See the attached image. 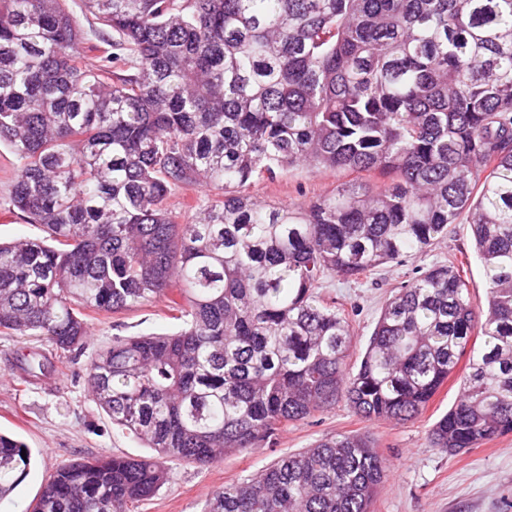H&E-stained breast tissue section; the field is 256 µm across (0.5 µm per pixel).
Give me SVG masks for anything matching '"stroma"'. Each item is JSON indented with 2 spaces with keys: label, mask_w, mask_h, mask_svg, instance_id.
Listing matches in <instances>:
<instances>
[{
  "label": "stroma",
  "mask_w": 512,
  "mask_h": 512,
  "mask_svg": "<svg viewBox=\"0 0 512 512\" xmlns=\"http://www.w3.org/2000/svg\"><path fill=\"white\" fill-rule=\"evenodd\" d=\"M15 177L14 157L0 146V239L42 237V229L25 223L10 211V190ZM348 172L314 173L294 169L275 180H260L249 188L259 201L301 207L336 185L353 181ZM458 259L464 263L469 297L474 307L484 306L486 279L476 255L471 227L452 224L447 236L430 250L411 257L402 267L384 266L359 280H327L324 291L350 315L353 341L348 364L357 370L381 310L406 271L426 269ZM93 326L84 356L62 374L24 386L16 381L10 364L22 349L48 351L42 340L0 334V429L16 434L32 450L34 463L11 499L0 502V512H27L45 480L58 465L77 457L107 453L146 455L142 443L113 432L106 414L92 401L79 367L88 355L110 344L113 334L131 336L174 330L164 303L135 307L119 314H90ZM461 372H454L416 418L395 423L367 421L345 402L302 421L289 423L274 438L257 448L226 455L218 463L197 466L171 463V480L157 494L139 504L136 512H202L206 501L224 485L257 475L278 457L314 446L319 440L349 433H369L390 464L372 512H512V434L498 437L456 455L432 447L430 433L437 420L455 402Z\"/></svg>",
  "instance_id": "obj_1"
}]
</instances>
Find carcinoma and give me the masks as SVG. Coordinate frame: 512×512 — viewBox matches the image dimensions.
<instances>
[{"mask_svg":"<svg viewBox=\"0 0 512 512\" xmlns=\"http://www.w3.org/2000/svg\"><path fill=\"white\" fill-rule=\"evenodd\" d=\"M84 2L112 33L95 66L64 0H0L10 204L46 233L0 241V333L73 361L87 309L164 299L178 324L117 334L83 368L112 429L152 455L73 459L31 512H133L167 463L214 464L340 400L411 420L464 357L433 447L511 434L512 0ZM296 166L381 180L303 208L249 194ZM198 186L181 223L168 199ZM463 216L484 319L463 263L414 271L348 371L351 324L325 281L402 266ZM16 362L25 382L55 371L40 351ZM31 463L0 432V501ZM388 470L368 436L330 437L224 485L204 512H370Z\"/></svg>","mask_w":512,"mask_h":512,"instance_id":"cac0c4a2","label":"carcinoma"}]
</instances>
